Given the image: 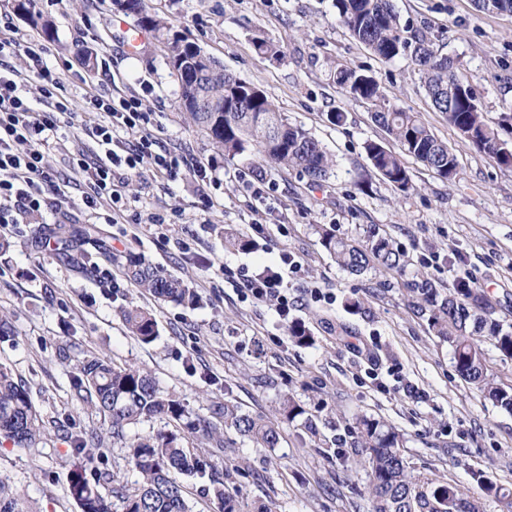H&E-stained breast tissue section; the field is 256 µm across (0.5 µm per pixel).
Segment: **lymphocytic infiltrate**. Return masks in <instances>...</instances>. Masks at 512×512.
Instances as JSON below:
<instances>
[{"label": "lymphocytic infiltrate", "instance_id": "obj_1", "mask_svg": "<svg viewBox=\"0 0 512 512\" xmlns=\"http://www.w3.org/2000/svg\"><path fill=\"white\" fill-rule=\"evenodd\" d=\"M17 54L24 59L23 69L0 67V225L4 227L16 223L18 215L40 210L46 192L60 193V186L54 184L44 163L41 148L75 125L68 84L49 67L48 46L31 36H1L0 57ZM31 80L37 81L41 95L36 105L27 92ZM90 103L95 111L106 113L108 120H89L80 125L82 132L104 151L103 157L93 164L81 155L72 159L73 170L84 181L82 201L87 208L107 207L105 221L109 224L136 223L121 188L147 162L170 181L176 180L181 172H188L203 190V207H210L211 191L219 186L217 179L210 177L205 166L196 164L185 169L170 152L158 151L159 138L151 113L140 97L113 99L94 94ZM123 133L135 134L136 142L120 141ZM279 258L283 271L243 273L233 284L244 299L273 303L284 317L290 311V302L283 274L296 272L300 264L285 252Z\"/></svg>", "mask_w": 512, "mask_h": 512}]
</instances>
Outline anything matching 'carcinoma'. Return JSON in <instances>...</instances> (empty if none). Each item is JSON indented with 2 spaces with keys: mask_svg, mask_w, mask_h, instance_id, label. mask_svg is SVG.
<instances>
[{
  "mask_svg": "<svg viewBox=\"0 0 512 512\" xmlns=\"http://www.w3.org/2000/svg\"><path fill=\"white\" fill-rule=\"evenodd\" d=\"M126 4L127 13L165 42L180 84V98L189 100L184 111L217 150L232 157L251 150L264 161L297 171L312 185L329 178L333 163L321 143L302 127L289 123L263 91L224 70L214 59L207 58V65L203 66L199 91L188 88L186 77L192 66L186 61L196 57L193 42L172 31L169 22L151 11L148 0H126ZM474 4L483 13L512 12V0H474ZM332 7L351 37L378 59L410 57L422 73L423 87L435 109L445 113L448 123L498 168L512 171V144L485 121L475 86L459 74L453 58L442 53L432 39L409 34L392 0H332ZM333 80L350 98L371 103L375 107L374 121L397 142L398 153L374 141L365 145L372 167L391 186L402 192L412 188L402 161L404 154L415 157L442 179L455 177L457 157L448 145L431 132L418 114L389 106L375 77L340 66L334 71ZM205 100L224 101V111H206ZM321 245L340 268L354 275H362L376 265L389 270L404 266L401 248L376 227L368 231L364 244L324 229ZM252 246L253 242L243 235L224 233L226 249L246 250ZM127 275L138 288L159 299L180 303L194 300L193 292L182 280L155 268L135 265ZM406 289L414 309L425 317L433 335L452 346L460 377L512 412V387L498 383L489 373L480 339V333L487 332L501 355L512 358V329L492 318L493 307L485 293L465 278L446 290L424 275L407 282ZM121 318L126 330L139 341L148 344L157 338L153 312L128 305L121 309ZM288 332L299 346L313 342L312 332L301 321L289 325ZM72 387L85 393L90 408L107 425L104 434L95 430L71 434L72 451L85 456L93 448L102 458L109 437L129 445L130 461L138 473L134 487L128 488L113 485V476L105 468L74 467L67 477V494L77 512H113L115 499L122 512H191L185 487L176 479L178 474L209 478L219 512H240L239 491L210 473L208 461L185 445V433L196 435L209 448L224 447L227 430L264 448H274L279 443L274 421L250 416L230 399L214 409L224 419V428L199 416L191 420L184 400L161 388L149 371L132 364L117 365L105 356L85 358L72 376ZM157 418L181 428L161 430L143 438L130 436L133 426ZM45 432V422L27 388L12 368L0 364V437L17 448L33 449L42 442ZM404 443V433L382 418L362 416L355 422L353 447L361 449L368 464L367 492L372 512H479L474 497L454 485L437 483L427 491L422 489L410 470ZM473 478L484 494L498 501L500 512H512V493L502 491L482 472L474 473ZM0 512H33L25 494L2 475Z\"/></svg>",
  "mask_w": 512,
  "mask_h": 512,
  "instance_id": "cac0c4a2",
  "label": "carcinoma"
}]
</instances>
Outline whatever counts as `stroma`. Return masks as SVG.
<instances>
[{
  "label": "stroma",
  "mask_w": 512,
  "mask_h": 512,
  "mask_svg": "<svg viewBox=\"0 0 512 512\" xmlns=\"http://www.w3.org/2000/svg\"><path fill=\"white\" fill-rule=\"evenodd\" d=\"M19 0H0L17 37L45 38L51 62L70 81L73 108L87 92L139 96L151 110L159 141L171 154L210 166L222 187L203 209L191 178L169 182L145 167L122 187L141 214L175 213L171 224H107L82 202L70 170L73 157L96 161L100 150L80 130L46 144L45 162L65 196L47 194L39 213L0 233V311L12 327L0 335V363L24 381L41 413L47 439L34 450L0 439V474L10 477L35 512H76L67 475L78 459L70 432L102 428L77 397L78 361L101 354L150 371L185 400L192 415L233 398L246 413L279 423L278 447L260 448L235 432L230 446L209 453L217 475L239 488L241 512L262 503L275 512H369L367 469L357 462L349 429L360 415L382 417L405 437V455L420 481L447 482L477 497L480 512H498L481 495L474 472L512 490V413L461 379L448 343L432 336L404 285L424 274L451 286L470 277L489 296L495 316L512 324V171L494 166L449 125L428 98L409 57L384 62L341 25L331 0H150L174 30L193 39L225 69L258 87L290 123L315 137L335 162L333 175L312 186L290 169L252 154L224 157L180 107V87L165 45L144 31L135 53L122 35L136 17L110 0H34L33 14L53 24L44 37ZM410 31L435 40L477 90L487 122L512 142V13H480L474 0H394ZM277 45L280 57L258 55L254 41ZM373 74L391 105L418 113L457 157L445 181L414 157L404 162L413 187L402 193L371 167L366 141L394 142L371 118L369 103L346 97L336 66ZM344 125L329 122L333 111ZM261 177L273 213H265L243 180ZM267 227L250 251L224 246L225 230L246 235ZM378 226L405 253L402 270L380 267L354 276L319 242L325 226L363 241ZM288 251L300 270L288 277L292 318L314 342L298 346L266 304L241 300L224 272L261 271ZM136 260L181 278L196 304L160 302L126 276ZM360 301V309L349 301ZM155 311L159 336L149 344L126 332L120 309ZM305 409L279 418L283 397Z\"/></svg>",
  "instance_id": "35a3bbf8"
}]
</instances>
